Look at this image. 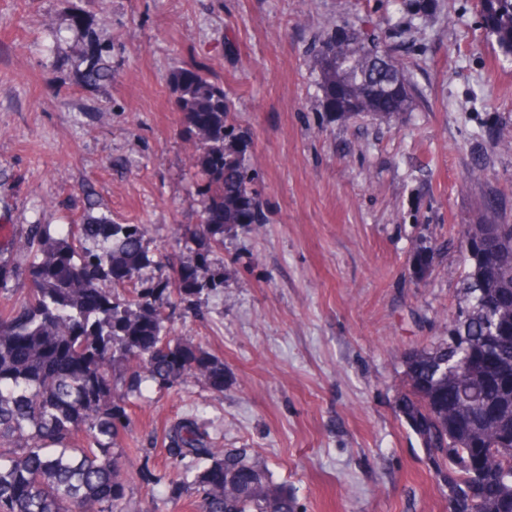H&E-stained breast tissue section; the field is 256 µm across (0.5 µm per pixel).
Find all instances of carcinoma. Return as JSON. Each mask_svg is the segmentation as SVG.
I'll list each match as a JSON object with an SVG mask.
<instances>
[{
    "label": "carcinoma",
    "instance_id": "1",
    "mask_svg": "<svg viewBox=\"0 0 512 512\" xmlns=\"http://www.w3.org/2000/svg\"><path fill=\"white\" fill-rule=\"evenodd\" d=\"M488 2L486 32L512 56V0ZM100 60L81 71L84 83L112 76ZM320 61L324 107L340 120L396 124L418 94L409 61L379 35L347 33L321 48ZM173 82L195 146L196 239L205 252L223 244L226 227L267 217L224 87L204 66ZM478 223L497 226L482 241L484 264L457 243L465 267L458 312L447 336L402 354L396 408L448 489L449 512H512V220L497 191L484 193ZM145 234L141 224L100 216L56 234L32 224L20 242L25 292L0 311V512H141L126 498L119 464L132 399L145 382L168 389L189 376L224 391V362L191 339H172L167 326L168 309L222 283L184 264L173 280L136 288L133 276L149 262ZM120 288L133 297L116 296ZM467 356L480 370L448 380V367ZM165 439L173 463H204L169 486L170 498L190 489L202 512H297L260 461L245 448L212 447L196 417L180 418Z\"/></svg>",
    "mask_w": 512,
    "mask_h": 512
}]
</instances>
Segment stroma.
<instances>
[{"label": "stroma", "instance_id": "stroma-1", "mask_svg": "<svg viewBox=\"0 0 512 512\" xmlns=\"http://www.w3.org/2000/svg\"><path fill=\"white\" fill-rule=\"evenodd\" d=\"M353 26L401 45L423 94L402 123L326 112L319 42ZM110 80L84 84L93 46ZM202 65L250 140L269 221L224 234L199 268L223 289L171 311L175 338L224 362V390L144 385L123 435L126 493L144 512H200L168 485L167 427L196 414L221 448H248L299 512H448L395 409L401 355L437 342L463 262L441 249L473 223L475 158L512 216V57L478 0H0V265L26 262L29 225L87 215L141 224L152 288L195 262L202 200L173 74ZM434 253L416 275V248ZM151 470L154 481L143 477Z\"/></svg>", "mask_w": 512, "mask_h": 512}]
</instances>
